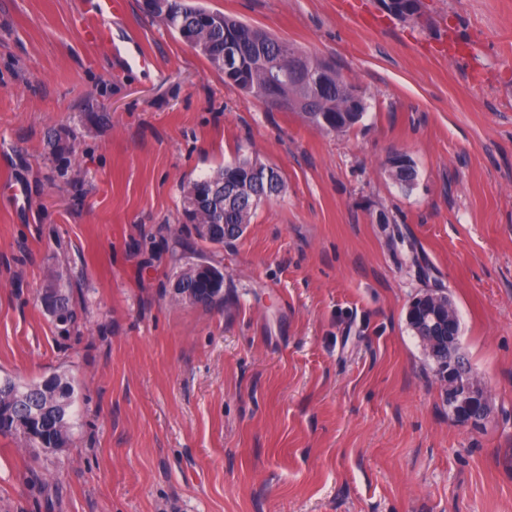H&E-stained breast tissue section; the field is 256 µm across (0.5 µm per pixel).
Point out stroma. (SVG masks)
Returning <instances> with one entry per match:
<instances>
[{"mask_svg":"<svg viewBox=\"0 0 512 512\" xmlns=\"http://www.w3.org/2000/svg\"><path fill=\"white\" fill-rule=\"evenodd\" d=\"M196 2L331 60L366 113L331 133L268 110L142 0L98 42L93 0H0V375L75 379L69 448L0 435V512H512V0H421L419 24L380 0ZM244 156L284 189L208 249L223 304L175 302L200 247L182 188ZM434 288L479 429L407 323ZM54 281L56 283V286L58 288V301L61 305L59 314L57 315L56 312H52L53 317H55V320L60 325H67L71 324L74 321V311L71 307V298H70V292L65 288L64 285V292L61 288L60 281L61 277L57 274H50L49 277L46 280L47 282ZM445 383L459 406L456 422L470 427L481 425L489 414L490 405L477 376L457 366L455 371L448 375Z\"/></svg>","mask_w":512,"mask_h":512,"instance_id":"obj_1","label":"stroma"}]
</instances>
